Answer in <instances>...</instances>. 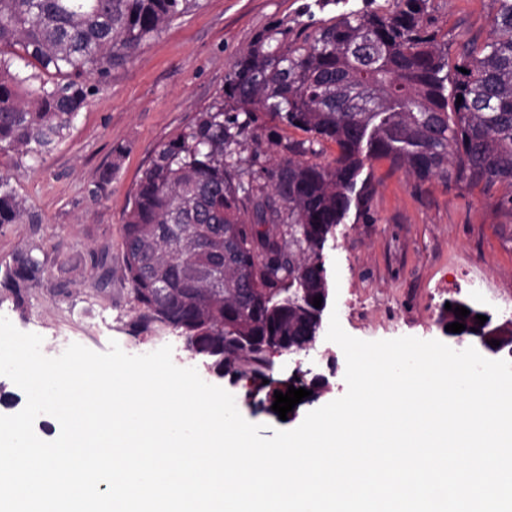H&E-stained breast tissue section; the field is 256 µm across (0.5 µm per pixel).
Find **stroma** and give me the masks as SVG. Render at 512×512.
I'll list each match as a JSON object with an SVG mask.
<instances>
[{
    "label": "stroma",
    "instance_id": "obj_1",
    "mask_svg": "<svg viewBox=\"0 0 512 512\" xmlns=\"http://www.w3.org/2000/svg\"><path fill=\"white\" fill-rule=\"evenodd\" d=\"M384 14L394 0H198L197 7L144 44L126 64L97 82L86 107L64 138L41 159L0 154V175L24 200L28 212L0 226V268L38 246L49 258L44 277L24 309L0 293V310L23 332L104 352L117 341L130 355L175 341L161 327L133 326L130 285L125 276L122 215L142 170L157 146L174 138L222 93L235 62L266 30L280 26L310 34L340 13L360 7ZM495 0H431L430 17L448 39V65L459 61V40H485ZM257 141L246 152L275 162L281 146L306 140L305 132L263 119ZM123 154H115V147ZM114 167L111 182L98 174ZM360 182L370 187L366 203L352 205L324 249L326 269L340 275L337 310L351 336L376 341L402 336L445 341L440 313L459 300L486 309L468 290L482 278L500 297L512 299V211L502 208L504 186L486 191L464 182L433 178L420 182L386 158L368 162ZM317 357L294 365L272 355L265 379L213 378L231 393L240 414L274 430H290L305 415L347 390L342 349L326 337ZM328 376L331 388L314 401L295 405L286 418L272 409L275 392L292 385L294 369Z\"/></svg>",
    "mask_w": 512,
    "mask_h": 512
}]
</instances>
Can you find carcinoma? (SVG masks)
<instances>
[{
  "label": "carcinoma",
  "mask_w": 512,
  "mask_h": 512,
  "mask_svg": "<svg viewBox=\"0 0 512 512\" xmlns=\"http://www.w3.org/2000/svg\"><path fill=\"white\" fill-rule=\"evenodd\" d=\"M429 2L352 10L293 39L270 28L236 61L223 93L158 146L122 218L136 328L176 333L221 377H262L266 345L294 355L319 336L329 295L323 249L352 203L368 199L357 189L366 161L388 158L422 182L512 188V0H495L484 42L462 41L467 73L451 81ZM194 6L0 0V154L49 152L86 106L87 78L127 63ZM260 112L309 139L287 142L285 157L268 165L257 153L241 157ZM324 142L338 148L334 165L296 159ZM25 214L1 175L0 226ZM46 270L37 250L18 254L0 288L21 308ZM450 305L441 321L466 329L448 337L479 340L475 314L460 319L461 302Z\"/></svg>",
  "instance_id": "obj_1"
}]
</instances>
